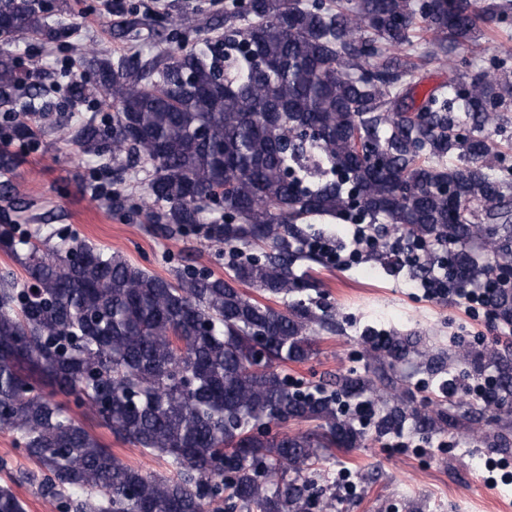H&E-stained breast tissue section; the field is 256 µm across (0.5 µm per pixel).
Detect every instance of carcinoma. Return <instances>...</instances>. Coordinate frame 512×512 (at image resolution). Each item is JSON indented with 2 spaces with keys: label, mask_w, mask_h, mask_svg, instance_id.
I'll return each instance as SVG.
<instances>
[{
  "label": "carcinoma",
  "mask_w": 512,
  "mask_h": 512,
  "mask_svg": "<svg viewBox=\"0 0 512 512\" xmlns=\"http://www.w3.org/2000/svg\"><path fill=\"white\" fill-rule=\"evenodd\" d=\"M501 0H231L224 39L163 52L150 69L98 61L112 124L59 127L84 152L111 138L115 179L123 157L148 166L151 230L174 237L220 221L210 239L231 253L215 277L184 265L167 279L75 236L17 235L0 224V250L24 270L0 274V429L18 437L38 470L22 476L56 512H321L304 472L329 448H359L412 422L427 433L466 429L484 409L451 414L405 399L396 377L349 372L324 385L293 380L281 367L315 354L336 322L299 295L292 266L309 221L376 223L424 246L448 249L456 279L496 284L491 307L512 327V174L479 160L497 156L491 131L512 105V82L465 79L457 60L451 95L410 103L420 70L402 50L417 26L427 56L448 57L492 31ZM49 7L0 0V40L52 37ZM39 60L22 69L0 51V107L15 104ZM0 140V170L17 165L14 141L36 135L12 113ZM449 157L457 158L451 164ZM0 183V213L20 204ZM258 246L261 256L239 257ZM249 286L283 299L275 307ZM371 359L390 371L415 355L431 371L453 367L483 382L495 370L489 407L512 401V345L452 353L389 336ZM267 362L256 365L255 349ZM372 405L371 431L350 407ZM125 442L168 458L151 475L120 459L78 415ZM315 422L314 431L271 434L269 424ZM0 512H25L0 486Z\"/></svg>",
  "instance_id": "obj_1"
}]
</instances>
